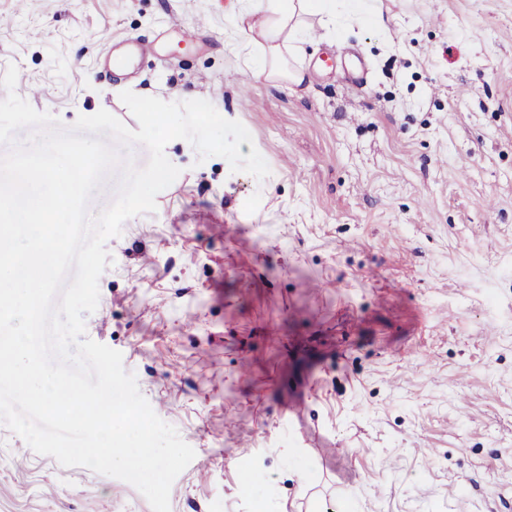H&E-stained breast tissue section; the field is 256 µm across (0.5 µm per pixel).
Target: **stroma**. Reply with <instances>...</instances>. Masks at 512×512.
I'll return each instance as SVG.
<instances>
[{"label":"stroma","mask_w":512,"mask_h":512,"mask_svg":"<svg viewBox=\"0 0 512 512\" xmlns=\"http://www.w3.org/2000/svg\"><path fill=\"white\" fill-rule=\"evenodd\" d=\"M225 2L0 0L36 110L134 129L122 91L204 82L270 168L260 195L171 141L180 175L106 243L85 331L195 451L171 512H512V0H379L387 31L316 30L298 86L244 75ZM24 445L0 423V512H152Z\"/></svg>","instance_id":"35a3bbf8"}]
</instances>
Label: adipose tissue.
I'll use <instances>...</instances> for the list:
<instances>
[{
  "label": "adipose tissue",
  "instance_id": "obj_1",
  "mask_svg": "<svg viewBox=\"0 0 512 512\" xmlns=\"http://www.w3.org/2000/svg\"><path fill=\"white\" fill-rule=\"evenodd\" d=\"M377 0H231L228 11L253 58L252 73L268 81L301 84L304 73L292 69L288 55L302 53L313 40L314 26L348 24L386 28Z\"/></svg>",
  "mask_w": 512,
  "mask_h": 512
}]
</instances>
